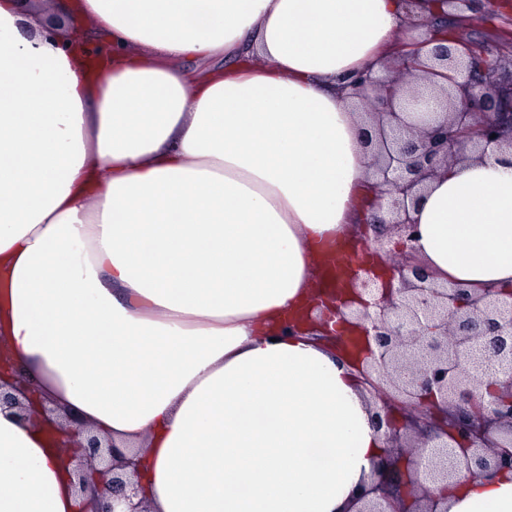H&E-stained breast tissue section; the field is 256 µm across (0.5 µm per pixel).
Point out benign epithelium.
<instances>
[{"label": "benign epithelium", "instance_id": "benign-epithelium-1", "mask_svg": "<svg viewBox=\"0 0 512 512\" xmlns=\"http://www.w3.org/2000/svg\"><path fill=\"white\" fill-rule=\"evenodd\" d=\"M459 11L490 13V0H448ZM430 41L399 43L394 52L396 76L364 75L353 86L368 113L388 117L390 131L377 125L365 134L376 150L372 206L390 215L373 224L390 226L399 237L400 259L387 260L388 242L377 234L369 249L384 257L388 278L376 282L348 268L349 283L365 298L361 307L345 302L351 323L361 330L363 357L356 365V381L377 396L390 385L397 396L382 401L375 414L377 428H386L392 448L374 466L376 481L364 489L355 512H448L447 499L433 485L446 484L460 474L478 477L489 471H512V438L489 439L493 425L512 427V291H469L440 286L413 261L407 243L415 239L417 224L410 215L423 183L441 168L465 158L472 147L498 145L503 127L512 129V60L504 63L470 41L457 36L448 45ZM448 72V118L413 126L403 112H430L432 98L417 92L400 105V85L417 73ZM503 376V389L476 399L478 375ZM81 455L94 465V477L78 470L80 489L89 482L99 506L92 512H149L142 487L127 477L135 463L110 442L70 417L57 421L56 409L44 407ZM437 424L431 445L413 456L405 453L401 431L419 433Z\"/></svg>", "mask_w": 512, "mask_h": 512}]
</instances>
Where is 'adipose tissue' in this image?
I'll return each mask as SVG.
<instances>
[{"instance_id": "obj_1", "label": "adipose tissue", "mask_w": 512, "mask_h": 512, "mask_svg": "<svg viewBox=\"0 0 512 512\" xmlns=\"http://www.w3.org/2000/svg\"><path fill=\"white\" fill-rule=\"evenodd\" d=\"M48 37L0 0V512H89L76 412L136 463L150 512H353L389 448L353 363L316 341L335 238L370 222L351 82L441 0H72ZM102 40L96 62L81 45ZM188 59L206 61L200 72ZM411 252L436 282L512 289V147L425 182ZM312 311L308 333L284 318ZM448 512H512V472Z\"/></svg>"}]
</instances>
